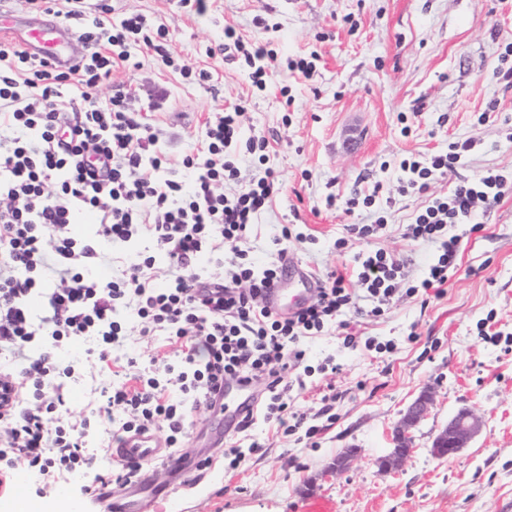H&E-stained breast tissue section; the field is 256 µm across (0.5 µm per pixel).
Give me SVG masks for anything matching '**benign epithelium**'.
I'll return each instance as SVG.
<instances>
[{
  "instance_id": "benign-epithelium-1",
  "label": "benign epithelium",
  "mask_w": 512,
  "mask_h": 512,
  "mask_svg": "<svg viewBox=\"0 0 512 512\" xmlns=\"http://www.w3.org/2000/svg\"><path fill=\"white\" fill-rule=\"evenodd\" d=\"M433 404V391L427 387L401 411L400 418L388 433V451L378 458L380 471L399 472L406 465L414 452L413 431L429 415ZM483 427L482 415L467 407L457 409L435 437L432 454L438 458L459 454L469 447L473 439L482 432ZM357 456L358 449H345L327 466L324 475H346Z\"/></svg>"
}]
</instances>
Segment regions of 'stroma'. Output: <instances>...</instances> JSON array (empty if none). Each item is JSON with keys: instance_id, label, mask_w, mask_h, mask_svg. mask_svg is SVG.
<instances>
[{"instance_id": "obj_1", "label": "stroma", "mask_w": 512, "mask_h": 512, "mask_svg": "<svg viewBox=\"0 0 512 512\" xmlns=\"http://www.w3.org/2000/svg\"><path fill=\"white\" fill-rule=\"evenodd\" d=\"M85 9L111 19L139 13L171 26L175 66L135 48L137 68L113 70L101 94L127 93L172 168L201 149L218 112L248 100L244 134L268 139V164L282 183L250 245L264 257L282 225H307L316 243L289 245L288 254L311 278L351 265L362 250L357 242L336 253L344 225L381 216L387 227L372 248L403 257L409 281L419 280L435 248L405 239L404 225L461 178L489 167L512 175V84L497 71L512 43V0H210L202 15L183 0H86ZM228 28L266 43L282 62L265 88L253 87L244 60L225 59ZM299 56L313 62L312 79L285 69ZM185 68L210 78L183 77ZM468 138L476 145L464 167L437 178L428 193L403 191L397 161ZM377 184V207L349 213L326 205L328 194ZM483 222L465 240L443 296L426 306L396 297L383 316L363 324L376 341L393 340L392 352L348 349L333 334L308 342L312 372L296 405L318 433L256 427L267 451L240 469L220 460L203 471L192 497L196 512H295L313 495L332 498L336 512H504L512 504V351L480 334L487 327L512 333V193ZM413 331L419 338L411 342ZM329 356L343 366L334 378L342 396L325 414L318 389L327 379L317 367ZM429 385L437 402L414 431V453L398 474H382L377 460L387 429ZM462 406L483 415L482 433L458 455L435 458L434 437ZM350 446L360 450L350 472L324 477V467Z\"/></svg>"}]
</instances>
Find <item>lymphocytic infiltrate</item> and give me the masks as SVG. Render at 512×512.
Here are the masks:
<instances>
[{
    "mask_svg": "<svg viewBox=\"0 0 512 512\" xmlns=\"http://www.w3.org/2000/svg\"><path fill=\"white\" fill-rule=\"evenodd\" d=\"M65 16L81 21L87 47L67 68L0 42V355L19 362L0 371V486L20 469L38 485L81 474L80 493L90 501L100 488L130 486L141 466L113 460L111 438L155 430L168 447L182 450L188 416L204 410L207 395L230 381L256 396L238 431L262 422L314 434L315 426L294 408V390L305 385L303 341L337 328L349 348L357 342L348 331L350 317L381 316L403 292L442 296L457 272L465 235L458 226L482 231V210L500 203L512 180L486 169L414 215L405 238L436 248L418 283L407 285L403 259L370 250L356 256L353 278L326 271L309 303L280 313L265 304L264 289L278 276L289 243L310 236L298 225H282L262 264L245 247L281 189L266 165V138L243 135L245 104L218 113L202 150L173 169L123 93L100 96L113 68L129 65L132 46L142 43L166 56L169 27L159 25L150 37L140 14L114 22L73 7ZM224 50L243 56L252 84L265 86L276 63L271 50L245 43L230 28ZM474 145L457 141L428 158L402 160L399 181L426 193L436 177L464 166ZM241 152L257 156L260 166L247 185L223 194L221 186L240 176L235 157ZM83 211L99 219L96 238L73 232ZM144 235L151 248L113 270V247ZM215 254L221 276L185 275L201 256ZM161 256L171 274L160 287L155 265ZM36 295L43 301L39 317L30 307ZM134 336L163 338L178 361L158 352L142 366L133 359L114 365L113 351ZM85 338L94 342L88 356L113 368L114 378L101 401L63 416L66 383L82 373L62 365L56 351ZM104 423L103 440L97 433Z\"/></svg>",
    "mask_w": 512,
    "mask_h": 512,
    "instance_id": "1",
    "label": "lymphocytic infiltrate"
}]
</instances>
